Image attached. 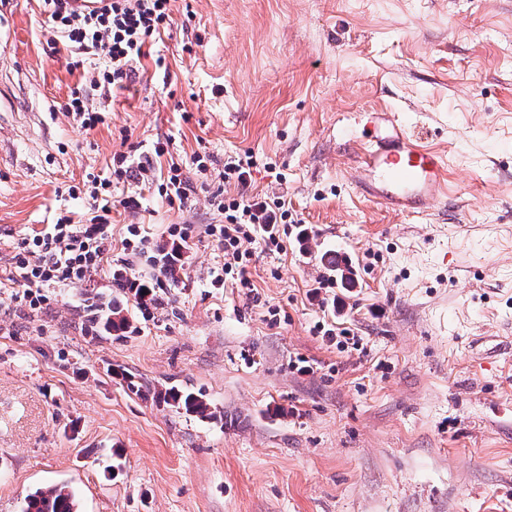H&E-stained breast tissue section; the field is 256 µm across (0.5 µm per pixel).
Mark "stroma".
Wrapping results in <instances>:
<instances>
[{
  "label": "stroma",
  "mask_w": 512,
  "mask_h": 512,
  "mask_svg": "<svg viewBox=\"0 0 512 512\" xmlns=\"http://www.w3.org/2000/svg\"><path fill=\"white\" fill-rule=\"evenodd\" d=\"M0 18V280L22 238L85 221L86 178L114 155L167 139L183 167L207 157L179 207L113 183L111 268L37 309L0 287V512L61 484L80 512H512V0H176L152 41L164 67L132 62L91 130L62 110L82 73L45 51L39 0ZM364 110L423 127L447 197L401 216L354 195ZM245 155L252 192L286 198L303 233L280 254L244 243L251 288H215L209 199L239 197L224 164ZM130 224L158 247L168 225L189 234L146 309L114 282L154 273L121 246ZM326 252L354 287H321ZM99 298L127 330L86 329ZM170 387L211 417L154 400Z\"/></svg>",
  "instance_id": "obj_1"
}]
</instances>
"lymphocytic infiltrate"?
I'll use <instances>...</instances> for the list:
<instances>
[{
    "instance_id": "f902f5d3",
    "label": "lymphocytic infiltrate",
    "mask_w": 512,
    "mask_h": 512,
    "mask_svg": "<svg viewBox=\"0 0 512 512\" xmlns=\"http://www.w3.org/2000/svg\"><path fill=\"white\" fill-rule=\"evenodd\" d=\"M41 2L52 31L74 53L103 62L102 68L84 72L83 86L72 90L64 105L81 128H94L102 118L88 106L89 90L121 88L131 80L130 62L145 57L149 39L170 27L174 0H100L99 8L88 13L74 10L72 0ZM250 167L247 161L225 163V180L235 181L242 193L219 202L217 209L224 221L206 229L232 258L213 279L218 287L228 276L238 287H250L246 275L250 254L242 250L241 243L251 239L256 230H263L267 250L280 253L286 248L288 232L283 225L288 221V203L281 197L251 193ZM110 213V206H99L88 223L74 224L62 217L22 238L11 258L8 284L21 287L30 307L37 308L46 300V289L89 280L108 263L112 252Z\"/></svg>"
}]
</instances>
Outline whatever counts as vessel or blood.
<instances>
[{
	"instance_id": "b4317fda",
	"label": "vessel or blood",
	"mask_w": 512,
	"mask_h": 512,
	"mask_svg": "<svg viewBox=\"0 0 512 512\" xmlns=\"http://www.w3.org/2000/svg\"><path fill=\"white\" fill-rule=\"evenodd\" d=\"M354 125L366 143L354 168L356 193L398 215L421 212L429 201L447 196L448 162L423 144V131L405 126L392 112L355 113Z\"/></svg>"
}]
</instances>
